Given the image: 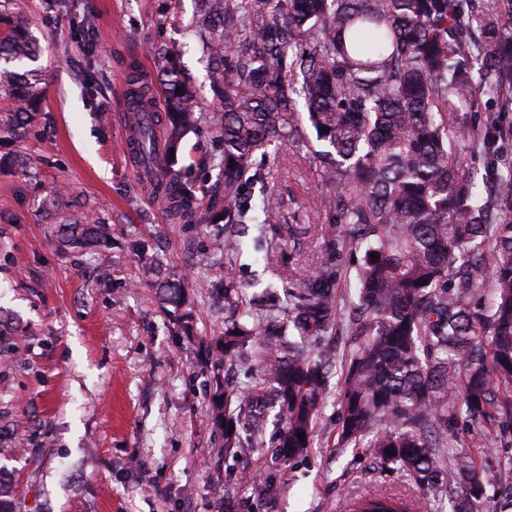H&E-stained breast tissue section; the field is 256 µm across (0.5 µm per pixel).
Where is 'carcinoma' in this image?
<instances>
[{
  "instance_id": "obj_1",
  "label": "carcinoma",
  "mask_w": 512,
  "mask_h": 512,
  "mask_svg": "<svg viewBox=\"0 0 512 512\" xmlns=\"http://www.w3.org/2000/svg\"><path fill=\"white\" fill-rule=\"evenodd\" d=\"M201 2L210 87L222 107L221 180L202 210L174 168L198 116L195 88L167 57L160 121L168 162L146 170L154 192L187 224L252 223V189L265 180L257 155L288 142L301 102L318 142L313 162L329 186L320 199L329 242L357 257L358 301L345 312L330 259L290 279L288 330L272 312L247 309L215 343L219 367L258 337L255 383L212 398L224 455L263 443L269 399L284 416L275 456L288 462L307 451L335 360L298 349L344 321L354 343L343 366L341 441L370 433L377 458L432 486L459 421L484 424L493 442L512 430V163L499 145L503 114L512 112V35L503 28L512 0ZM10 4L0 0V88L16 106L3 131L16 136L40 109L41 74L16 72L38 48ZM128 101L132 150L147 163L153 124L140 113L148 102L135 89ZM468 112L485 113L469 134L486 159L481 171L464 169L455 152ZM299 210L269 207L294 243L310 230ZM73 224L86 244L105 235L89 219ZM453 461L473 498L512 512V458L490 491L467 455L456 451ZM351 508L412 512L417 504L369 493Z\"/></svg>"
}]
</instances>
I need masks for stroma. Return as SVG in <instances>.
Returning <instances> with one entry per match:
<instances>
[{
  "instance_id": "35a3bbf8",
  "label": "stroma",
  "mask_w": 512,
  "mask_h": 512,
  "mask_svg": "<svg viewBox=\"0 0 512 512\" xmlns=\"http://www.w3.org/2000/svg\"><path fill=\"white\" fill-rule=\"evenodd\" d=\"M43 54L42 110L22 138L0 140V478L13 512H348L369 492L419 497L420 512H456L461 490L418 491L366 448L337 445L342 383L331 377L308 453L284 465L271 449L224 456L211 420L214 393L248 383L237 367L214 369L205 352L225 322L254 298L285 297L289 270L313 268L327 235L314 203L328 186L310 161L314 131L301 121L263 160L265 201L304 204L311 230L299 245L283 224L245 225L234 270L241 293L212 285L228 261L224 227L185 224L153 200L126 156L116 109L131 65L158 83V49L175 51L199 90L198 122L175 160L209 206L219 179L220 107L209 91L197 0H14ZM106 232L81 244L70 219ZM276 244L272 264L252 239ZM183 285L180 307L166 284ZM460 448L486 481L506 447L475 424ZM257 474L243 486L242 473Z\"/></svg>"
}]
</instances>
